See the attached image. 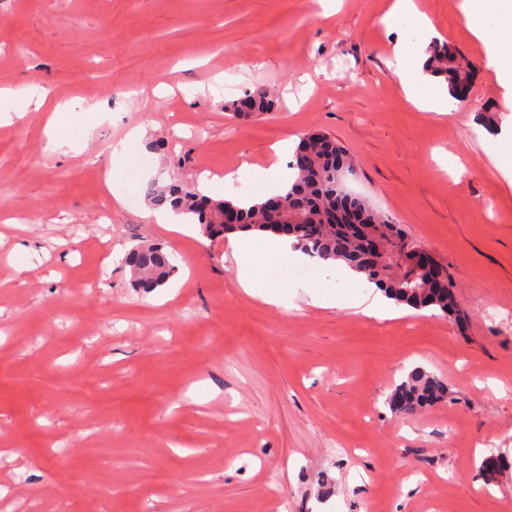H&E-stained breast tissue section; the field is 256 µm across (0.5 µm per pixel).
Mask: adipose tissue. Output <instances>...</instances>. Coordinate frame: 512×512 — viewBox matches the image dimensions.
Here are the masks:
<instances>
[{"label": "adipose tissue", "instance_id": "adipose-tissue-1", "mask_svg": "<svg viewBox=\"0 0 512 512\" xmlns=\"http://www.w3.org/2000/svg\"><path fill=\"white\" fill-rule=\"evenodd\" d=\"M459 10L474 39L486 51L487 66L499 84L505 88L504 106L512 111V0H460ZM404 19L412 31L411 39L397 40L393 46L392 67L408 99L418 108L449 114L456 107L448 92L422 75L418 51L438 38L439 32L432 20L419 12L413 0H394L382 17V24ZM252 181L268 187L270 193L286 192L292 176L273 167L260 169L242 167L227 173L224 178L203 180V193L220 195L233 192L236 183ZM291 238L256 232H241L231 239L232 256L237 263L239 283L244 292L269 305H281L284 300L283 283L273 281L270 270L278 258L293 257L306 261L303 252L293 250Z\"/></svg>", "mask_w": 512, "mask_h": 512}]
</instances>
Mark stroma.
I'll use <instances>...</instances> for the list:
<instances>
[{
  "label": "stroma",
  "mask_w": 512,
  "mask_h": 512,
  "mask_svg": "<svg viewBox=\"0 0 512 512\" xmlns=\"http://www.w3.org/2000/svg\"><path fill=\"white\" fill-rule=\"evenodd\" d=\"M418 3L469 65L449 116L389 68L408 34L378 24L391 0H0V87L47 92L0 126V512H512V481L478 474L490 448L512 457V186L478 115L512 112L455 0ZM258 88L276 108L230 118ZM96 102L50 144V109ZM133 128L142 151L113 158ZM312 131L447 268L459 318L369 316L349 285L329 307L299 290L271 306L244 294L228 239L157 223L150 182L267 169ZM144 244L178 265L149 294L125 264ZM416 368L447 400L391 411Z\"/></svg>",
  "instance_id": "stroma-1"
}]
</instances>
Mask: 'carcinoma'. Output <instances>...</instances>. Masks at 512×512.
Returning <instances> with one entry per match:
<instances>
[{"label": "carcinoma", "mask_w": 512, "mask_h": 512, "mask_svg": "<svg viewBox=\"0 0 512 512\" xmlns=\"http://www.w3.org/2000/svg\"><path fill=\"white\" fill-rule=\"evenodd\" d=\"M425 71L444 79L448 92L458 98L456 86L467 74L466 68L448 51L433 42L427 49ZM269 92L257 90L245 93L232 104V115L248 119L273 110ZM288 168L295 181L282 200V213L268 210L270 198L249 207L232 201L213 199L201 194L193 184L173 181L152 183L147 195L155 209H169L200 226L209 237L224 236L244 229L286 234L294 239L293 246L319 261H344L365 280L375 284L399 305L414 309L431 308L442 315L455 312L452 291L434 294L424 292L420 276L401 265L396 257L402 235L387 214L371 208L369 203L351 194L342 174L353 172V164L344 147L331 136L313 132L304 135L297 144ZM235 215L237 223H224L225 213ZM367 233L379 235L386 245L380 268L365 259L360 241ZM126 264L135 272V285L149 293L164 286L175 266L171 255L158 245L134 248ZM447 396V387L433 375L412 370L386 399L393 410L404 413L420 412Z\"/></svg>", "instance_id": "carcinoma-1"}]
</instances>
